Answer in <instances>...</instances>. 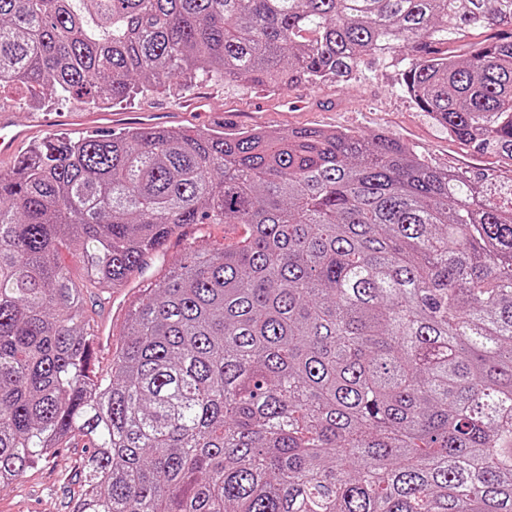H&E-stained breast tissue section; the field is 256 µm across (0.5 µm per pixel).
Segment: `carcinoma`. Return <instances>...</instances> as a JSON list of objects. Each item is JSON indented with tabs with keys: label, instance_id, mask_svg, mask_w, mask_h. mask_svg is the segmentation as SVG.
<instances>
[{
	"label": "carcinoma",
	"instance_id": "carcinoma-1",
	"mask_svg": "<svg viewBox=\"0 0 512 512\" xmlns=\"http://www.w3.org/2000/svg\"><path fill=\"white\" fill-rule=\"evenodd\" d=\"M512 0H0V86L346 85L370 59L512 165ZM482 30L491 35L464 42ZM186 255L89 370L106 293ZM72 512H512V179L396 137L55 133L0 174V480L74 439ZM190 227V233L185 228ZM206 247L220 249L224 247V225L222 224H189L182 229L180 235L173 237L166 249L158 253L150 262L148 269L133 279L126 288H122L120 300L125 307L136 303L140 288H147L160 276L175 266L193 248ZM117 291V292H119ZM73 253L75 252L73 251L72 247L69 249V247L63 246L59 250L58 261L68 268L70 276L76 286L79 288H84L83 292L86 297L85 320L90 324V326H92L106 316V311L100 301L98 291L95 288H91L86 283L82 266L77 261Z\"/></svg>",
	"mask_w": 512,
	"mask_h": 512
}]
</instances>
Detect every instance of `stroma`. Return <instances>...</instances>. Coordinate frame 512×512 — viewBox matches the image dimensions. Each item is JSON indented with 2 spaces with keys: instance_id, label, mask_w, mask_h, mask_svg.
Segmentation results:
<instances>
[{
  "instance_id": "35a3bbf8",
  "label": "stroma",
  "mask_w": 512,
  "mask_h": 512,
  "mask_svg": "<svg viewBox=\"0 0 512 512\" xmlns=\"http://www.w3.org/2000/svg\"><path fill=\"white\" fill-rule=\"evenodd\" d=\"M0 109L14 112L17 122H47V134L67 131L69 113L86 111L83 99H59L49 90L8 85L0 90ZM170 112L171 127L213 129L236 133L251 128L285 132L295 128L348 130L363 135L393 134L429 165L440 170L493 169L501 180L512 177V166L453 141L426 112L418 109L397 84L389 63L371 60L347 86L328 82L277 91L221 82L206 75L190 81L170 80L123 102L109 112ZM220 249L224 227L194 224L173 237L148 269L121 291L133 305L140 289L150 286L193 248ZM86 448L71 444L45 456L12 484L0 486V512H70L79 484V462Z\"/></svg>"
}]
</instances>
